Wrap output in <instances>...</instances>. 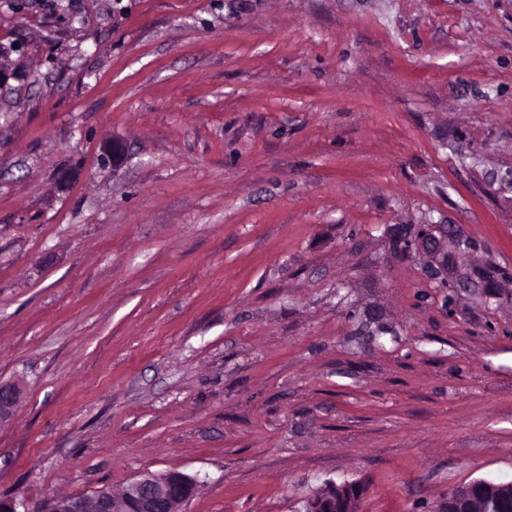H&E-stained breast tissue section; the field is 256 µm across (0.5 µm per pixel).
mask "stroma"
Segmentation results:
<instances>
[{
  "instance_id": "obj_1",
  "label": "stroma",
  "mask_w": 512,
  "mask_h": 512,
  "mask_svg": "<svg viewBox=\"0 0 512 512\" xmlns=\"http://www.w3.org/2000/svg\"><path fill=\"white\" fill-rule=\"evenodd\" d=\"M0 46V496L512 479V0H0ZM419 229L411 227L404 245L410 251L415 249L418 253L426 255L430 260L431 268L437 274L448 270V234L440 224H420ZM438 232L440 236H437ZM447 267V268H446ZM22 390L13 382H0V425L9 422L16 412Z\"/></svg>"
}]
</instances>
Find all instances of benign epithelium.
I'll list each match as a JSON object with an SVG mask.
<instances>
[{"mask_svg": "<svg viewBox=\"0 0 512 512\" xmlns=\"http://www.w3.org/2000/svg\"><path fill=\"white\" fill-rule=\"evenodd\" d=\"M104 160L117 166L125 159V148L117 140L103 143ZM405 249L416 250L430 259L431 268L441 274L448 267V234L440 224H422L410 230ZM22 390L13 382H0V425L16 412ZM198 480L170 470L144 471L128 483L121 494L100 488L91 498L78 495L53 498L54 512H182L183 505L198 491ZM366 488L361 483L328 482L304 500L302 512H358ZM448 501L474 503L476 512H512V480L496 482L478 479L453 488Z\"/></svg>", "mask_w": 512, "mask_h": 512, "instance_id": "benign-epithelium-1", "label": "benign epithelium"}]
</instances>
